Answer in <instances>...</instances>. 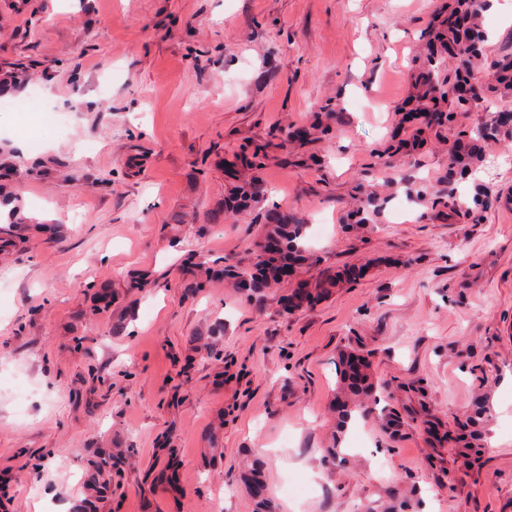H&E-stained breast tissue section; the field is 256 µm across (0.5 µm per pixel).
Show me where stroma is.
Returning <instances> with one entry per match:
<instances>
[{
	"label": "stroma",
	"instance_id": "35a3bbf8",
	"mask_svg": "<svg viewBox=\"0 0 512 512\" xmlns=\"http://www.w3.org/2000/svg\"><path fill=\"white\" fill-rule=\"evenodd\" d=\"M445 5L0 0V104L39 100L0 120L26 216L0 251V512H255V473L271 512H512V146L477 221L448 218L458 124L389 151ZM273 216L308 258L246 290L226 272ZM349 344L378 387L346 432ZM482 398L479 447L428 435Z\"/></svg>",
	"mask_w": 512,
	"mask_h": 512
}]
</instances>
